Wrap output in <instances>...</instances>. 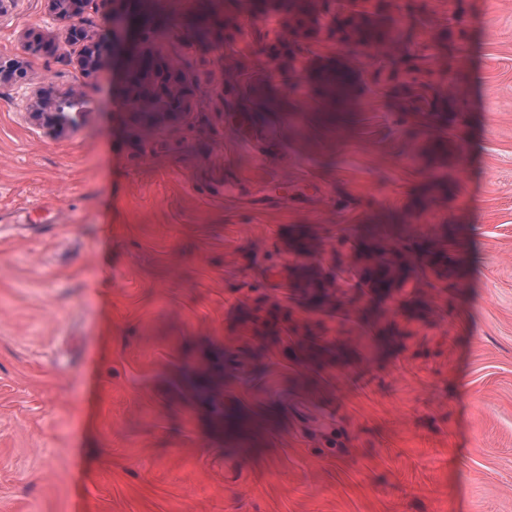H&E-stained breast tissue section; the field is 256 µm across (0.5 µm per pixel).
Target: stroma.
Listing matches in <instances>:
<instances>
[{
  "instance_id": "35a3bbf8",
  "label": "stroma",
  "mask_w": 512,
  "mask_h": 512,
  "mask_svg": "<svg viewBox=\"0 0 512 512\" xmlns=\"http://www.w3.org/2000/svg\"><path fill=\"white\" fill-rule=\"evenodd\" d=\"M136 8L196 78L175 133L116 109L124 58L25 51L44 0L0 17V512H512V0ZM46 82L84 92L59 138ZM50 86L30 90L27 103L29 121L46 129L56 137H62L77 127L86 116L85 112L67 113L58 109V96L49 92ZM238 146L248 151L256 161L267 163V155L278 147V130L274 126L260 130L239 127Z\"/></svg>"
}]
</instances>
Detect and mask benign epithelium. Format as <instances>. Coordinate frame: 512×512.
<instances>
[{
	"instance_id": "1",
	"label": "benign epithelium",
	"mask_w": 512,
	"mask_h": 512,
	"mask_svg": "<svg viewBox=\"0 0 512 512\" xmlns=\"http://www.w3.org/2000/svg\"><path fill=\"white\" fill-rule=\"evenodd\" d=\"M45 2L48 15L53 21L47 33L48 40L52 41L61 35L67 41L80 44L74 64L84 75L96 73L110 56L123 51L120 44L109 42L97 30L70 25L71 20L82 14L87 0ZM130 2L132 0H112V27L136 26L127 8ZM155 55L160 57V66L172 78V82L165 84L161 75L142 67L129 69L126 73V109L144 135L163 129H177L188 120L191 111L193 86L183 70L182 62L158 51ZM26 115L29 121L56 137H62L77 127L85 119L86 113L60 111L57 96L49 92V87L42 86L30 90Z\"/></svg>"
}]
</instances>
